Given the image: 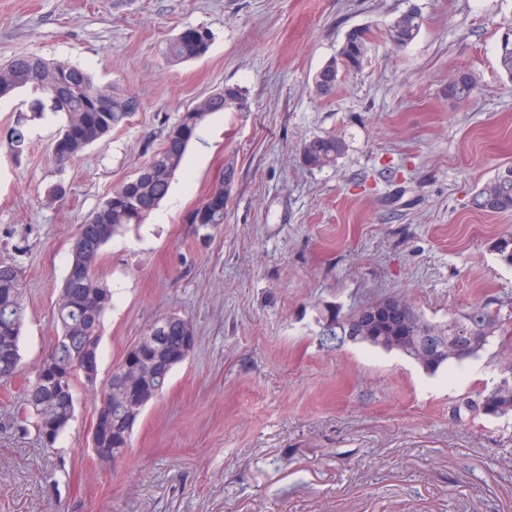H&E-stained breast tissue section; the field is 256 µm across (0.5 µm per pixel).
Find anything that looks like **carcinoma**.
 Here are the masks:
<instances>
[{
	"mask_svg": "<svg viewBox=\"0 0 512 512\" xmlns=\"http://www.w3.org/2000/svg\"><path fill=\"white\" fill-rule=\"evenodd\" d=\"M422 16L407 10L388 25L385 36L395 47L411 43L419 34ZM369 31L350 30L336 56L315 76L313 91L320 97L335 93L344 73L361 69L368 49ZM213 40L205 26L190 27L166 43L165 57L171 62H184L206 54ZM499 68L512 80V42L499 47ZM0 97L18 89L28 88L34 94L30 103L31 118L46 112L60 114L64 124L54 141V162L64 165L76 160L84 151L112 129L129 121L140 108L137 97L120 92L112 86H101L83 69L61 62H50L38 55H16L0 64ZM478 88L477 76L468 70L448 75V100L466 103ZM248 105L241 88L224 86V94H211L187 108L178 120L166 128L161 146L153 152L136 176L116 186L112 193L79 225L72 245V257L66 277L59 288L55 317V338L65 342L52 346L35 368L29 381L22 408L14 423L25 430L34 428L42 446L54 447L70 425L75 411V386L89 384L81 370L80 360L86 353L99 355L100 336L97 329L105 311L112 304V292L97 276L103 247L121 230L140 224L167 196L176 172L182 166L188 145L198 126L213 112H240ZM7 146L21 158L27 149V128L18 121L9 132ZM344 141L336 136H315L300 147L304 166L322 170L336 164L345 153ZM235 178V168L224 166V173L192 209V224L224 223V186ZM473 207L494 215L512 214V166L487 181L474 196ZM498 259L512 267V232L499 237L493 245ZM26 317L19 268L0 263V383L15 379L20 373V338ZM341 323L331 320L321 331L320 341L334 347L343 346L339 337ZM194 325L182 318L168 321L161 337L151 339V332L138 338L125 351L133 361L151 359L158 364L155 377L143 381L132 390L109 381L99 397L97 414L100 430L108 447L122 453L131 446V436L116 421L126 400L136 393L160 394L169 383L171 373L182 358L183 336ZM463 345L462 353L445 359L425 360L418 365L429 375L449 367H461L477 359L490 346H497L494 357L498 370H504V359L512 354V314L488 309L478 302L458 317L443 324H432L414 306L392 325H376L364 332L362 343L383 351H396L412 359L419 350L434 348L439 342ZM467 409L493 418L512 415V377L492 380L466 402Z\"/></svg>",
	"mask_w": 512,
	"mask_h": 512,
	"instance_id": "1",
	"label": "carcinoma"
}]
</instances>
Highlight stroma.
Here are the masks:
<instances>
[{"label":"stroma","instance_id":"1","mask_svg":"<svg viewBox=\"0 0 512 512\" xmlns=\"http://www.w3.org/2000/svg\"><path fill=\"white\" fill-rule=\"evenodd\" d=\"M423 25L395 48L386 26L408 8ZM512 0H0V61L66 62L135 95L131 121L77 160L52 159L59 119L30 120V91L0 99V261L21 272L24 375L0 387V512H512V417L463 410L497 374L490 353L428 375L363 344L327 348L320 330L404 294L443 322L477 301L512 312V268L493 244L512 216L472 198L512 166V80L497 48ZM213 33L207 54L167 62L184 29ZM370 30L359 72L313 92L346 33ZM474 71L469 103L448 75ZM236 85L246 112H216L189 145L168 195L104 247L112 292L101 319L98 384L157 319H190L194 352L100 464L94 404L44 451L12 421L25 376L45 356L76 230L159 147L202 96ZM27 118L14 159L6 133ZM336 135L335 166L304 168L299 148ZM232 164L224 221H186ZM59 185L61 201L46 204Z\"/></svg>","mask_w":512,"mask_h":512}]
</instances>
